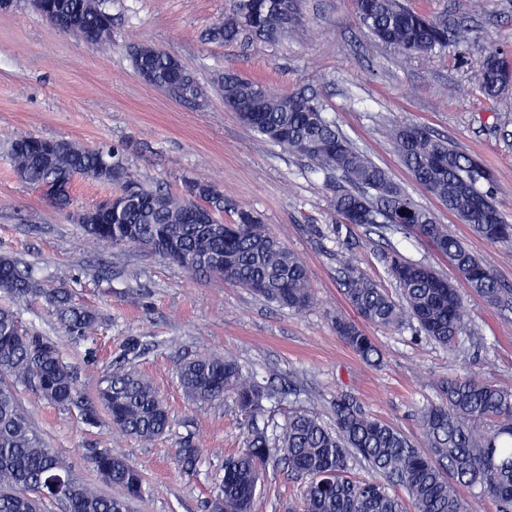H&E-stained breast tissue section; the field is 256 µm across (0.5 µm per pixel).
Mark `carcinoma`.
I'll list each match as a JSON object with an SVG mask.
<instances>
[{
	"mask_svg": "<svg viewBox=\"0 0 512 512\" xmlns=\"http://www.w3.org/2000/svg\"><path fill=\"white\" fill-rule=\"evenodd\" d=\"M46 19L97 42L112 38V14L106 0H46ZM361 28L374 40L407 58L431 54L452 43L469 42V29L445 20L428 19L400 0H356ZM299 23L295 4L284 0H234L233 13L209 36L226 43L243 35L272 43ZM136 70H150L163 88L178 83L184 101H204L206 89L172 56L151 48L133 52ZM474 83L504 111H512V62L489 52L473 73ZM224 104L240 121L270 142L309 159L319 169L339 172L346 185L336 188V213L353 224L377 229L394 225L424 238L448 258L470 292L490 306L512 301L490 268L464 243L437 223L433 214L391 181L383 168L360 151L329 119L315 93H273L232 69L218 81ZM403 165L478 237L492 243L512 242L493 194L495 176L484 162L454 147L433 131L407 122L391 129ZM46 139L22 136L8 154L24 183L49 189L60 208L71 201L74 179L102 182L109 168L110 186L120 205L83 224L85 235L104 250L140 245L188 273H203L253 290L281 307L302 311L314 303L304 262L246 210L224 224V193L217 185L189 180L173 193L144 185L124 162L125 148L112 147V161L102 153L62 142L50 158L42 155ZM485 184L487 189L480 188ZM401 291L396 301L353 265L342 282L345 300L356 318L336 317V331L365 363L377 367L382 354L363 324L411 329L453 347L471 330L461 320L462 295L456 283L433 267L394 253L385 257ZM0 294L18 304L41 296L64 331L77 339L94 337L99 312L76 301L65 286L45 289L21 258L0 255ZM186 395L204 405L233 396L251 421L245 448L224 458V474L208 501L209 512H252L263 467L275 460L302 482L294 512H477L490 500L495 512H512V392L476 375L440 383V401L419 418L421 444L369 415L359 398L336 392L334 427L327 428L311 412L295 409L269 437L256 424L271 398L266 388L230 357L200 356L184 361L178 372ZM25 387L50 403L79 410L85 424L98 423V407L108 413L113 429L140 442H151L171 426L167 407L153 382L129 363L117 362L100 382L95 399L85 395L55 342L32 333L9 306H0V512H45L49 504L64 512H129L145 493L141 471L110 448H86L83 455L96 473L93 483L74 480L69 463L48 448L17 397ZM201 449L190 444L176 452L181 470L191 473Z\"/></svg>",
	"mask_w": 512,
	"mask_h": 512,
	"instance_id": "carcinoma-1",
	"label": "carcinoma"
}]
</instances>
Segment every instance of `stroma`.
<instances>
[{"label":"stroma","instance_id":"1","mask_svg":"<svg viewBox=\"0 0 512 512\" xmlns=\"http://www.w3.org/2000/svg\"><path fill=\"white\" fill-rule=\"evenodd\" d=\"M405 2L417 12L467 25L469 43L400 59L393 48L364 34L355 0H299L301 25L274 43L207 40V31L230 14L233 0H108L112 38L99 45L59 31L31 0H10L0 8V255L22 257L49 288L67 273L68 288L97 308L102 322L91 344L66 336L44 300L16 305L17 315L32 332L59 343L89 396L124 344L137 340L143 350L133 364L154 381L172 425L142 443L114 433L107 414L89 426L77 409H60L29 389H19L18 398L77 478H96L84 448L125 454L146 484L132 512H206L225 455L244 446L248 425L232 397L203 406L184 395L177 368L195 356L232 357L257 380L287 388V396L266 402L258 419L271 434L294 407L333 426L331 401L348 390L367 412L416 441L419 411L437 402L442 380L474 372L512 391V312L470 295L464 298L463 321L484 336L483 345L465 341L450 350L414 339L407 328L370 325L366 331L383 354L375 369L344 344L334 319L349 311L341 284L345 264L395 299L400 292L384 254L399 252L451 278L456 271L428 242L403 231L379 235L362 224L339 225L331 200L340 175L317 169L243 126L225 108L217 86L224 69L232 68L278 93L318 92L339 130L512 287V246L476 236L449 213L414 181L390 137L394 122L410 121L480 157L496 176L494 197L512 223V112L499 110L471 83L489 49L512 52V0H484L478 11L472 0ZM141 44L178 57L207 88L206 103L189 107L144 83L132 63V50ZM22 134L77 140L104 153L124 145L132 173L172 192L191 179L216 184L231 206L224 221H231L233 208L249 209L302 259L315 304L300 312L282 308L240 286L187 273L135 245L99 253L71 213L111 194V186L76 179L71 208L53 206L9 163L8 148ZM132 269L137 277H129ZM187 441L202 450L190 474L174 462ZM299 488L283 466L269 463L253 512H287Z\"/></svg>","mask_w":512,"mask_h":512}]
</instances>
